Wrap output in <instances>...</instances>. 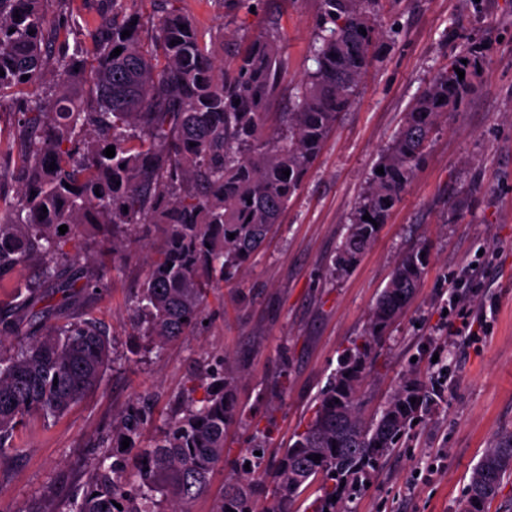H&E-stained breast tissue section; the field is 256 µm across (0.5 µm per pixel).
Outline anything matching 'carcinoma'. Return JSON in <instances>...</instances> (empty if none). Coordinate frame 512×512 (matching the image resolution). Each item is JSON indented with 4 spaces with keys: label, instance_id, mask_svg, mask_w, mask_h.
<instances>
[{
    "label": "carcinoma",
    "instance_id": "1",
    "mask_svg": "<svg viewBox=\"0 0 512 512\" xmlns=\"http://www.w3.org/2000/svg\"><path fill=\"white\" fill-rule=\"evenodd\" d=\"M140 2L107 0L94 25L65 18L49 29L44 0H0V99L20 96L24 142L8 170L17 195L0 194V288L35 269L30 292L0 305V456L15 450V433L29 415L62 416L111 362V341L96 317H60L45 292L77 262L67 246L85 230L110 227L112 254L127 256L139 225H152L164 247L147 255L136 296L142 335L158 349L192 335L210 290L248 266L380 55L379 0H320L309 45L314 68L292 86L288 111L269 129L268 106L284 70L278 29L235 49L227 68L194 20L171 7L173 0L152 18L151 44L142 43ZM118 47L122 52L110 57ZM52 52L58 93L46 101L30 88L44 78ZM487 56L480 42L462 46L415 97L377 162L384 174L369 178L331 274L350 269L375 240V224L387 222L425 162L440 117L461 111L478 89ZM84 80L95 90L91 111L71 95ZM109 146L112 158L104 153ZM427 252L422 244L398 257L361 342L348 350L312 418L279 456L266 458L268 427L226 461L224 434L242 414L240 371L225 358L191 380L184 407L149 444H143L145 406L133 403L112 421L107 450L64 512H192L216 467L227 463L231 476L213 512H257L259 496L269 499L263 512H295L314 484L311 512H345L362 477L440 398L407 374L371 419L358 408L372 349L419 288ZM510 479L507 432L475 466L464 512H486Z\"/></svg>",
    "mask_w": 512,
    "mask_h": 512
}]
</instances>
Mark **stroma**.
<instances>
[{
  "label": "stroma",
  "mask_w": 512,
  "mask_h": 512,
  "mask_svg": "<svg viewBox=\"0 0 512 512\" xmlns=\"http://www.w3.org/2000/svg\"><path fill=\"white\" fill-rule=\"evenodd\" d=\"M211 37L244 44L267 24L283 36L285 85L312 64L319 0H176ZM377 26L385 58L328 138L272 238L245 274L213 288L194 335L155 351L139 335L133 300L144 257L107 258L102 230L81 242L82 288L53 296L66 315L92 310L112 340L113 364L98 386L60 419L30 417L16 449L0 457V512H60L89 477L112 420L133 400L150 406L152 429L179 407L192 377L230 357L242 367L240 424L227 435L237 456L255 428L274 421L268 457L295 440L316 399L390 279L395 259L431 245L416 296L372 351L360 392L365 414L383 405L410 371L440 386L437 405L410 428L401 448L368 475L346 512H463L464 489L487 448L512 431V0H382ZM489 55L478 91L444 116L425 164L373 245L346 274H326L367 179L413 97L470 42ZM456 210H449V202ZM460 302L448 305L449 289ZM467 312L476 339L455 335Z\"/></svg>",
  "instance_id": "obj_1"
}]
</instances>
